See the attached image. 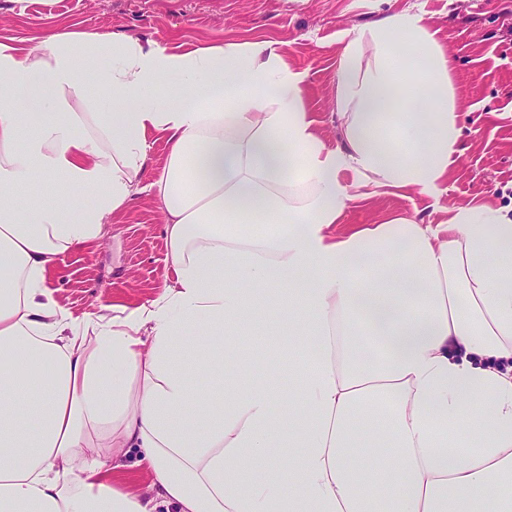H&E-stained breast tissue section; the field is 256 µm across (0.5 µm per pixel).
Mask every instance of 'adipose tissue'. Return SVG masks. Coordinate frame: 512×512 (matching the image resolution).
<instances>
[{
	"label": "adipose tissue",
	"instance_id": "adipose-tissue-1",
	"mask_svg": "<svg viewBox=\"0 0 512 512\" xmlns=\"http://www.w3.org/2000/svg\"><path fill=\"white\" fill-rule=\"evenodd\" d=\"M305 83L271 39L0 44V512H512V212L336 231L353 188L442 192L463 131L449 59L416 11L355 30L338 147L316 135ZM156 134L170 152L147 188L173 283L74 318L48 276L145 188ZM37 180L56 201L30 196ZM260 322L276 341L244 388L237 347ZM230 356L216 406L194 378ZM126 448L155 498L113 486L107 460Z\"/></svg>",
	"mask_w": 512,
	"mask_h": 512
}]
</instances>
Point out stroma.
Masks as SVG:
<instances>
[{
    "label": "stroma",
    "mask_w": 512,
    "mask_h": 512,
    "mask_svg": "<svg viewBox=\"0 0 512 512\" xmlns=\"http://www.w3.org/2000/svg\"><path fill=\"white\" fill-rule=\"evenodd\" d=\"M410 8L422 12L450 61L464 127L448 190L433 199L387 191L350 203L343 228L418 214L442 224L456 204L512 207V0H0V42L25 46L74 30L131 36L182 53L204 45L273 39L306 72L305 103L319 136L340 143L336 97L349 31ZM174 278L159 203L148 193L112 215L106 236L51 273L73 317L102 305L155 299Z\"/></svg>",
    "instance_id": "obj_1"
}]
</instances>
